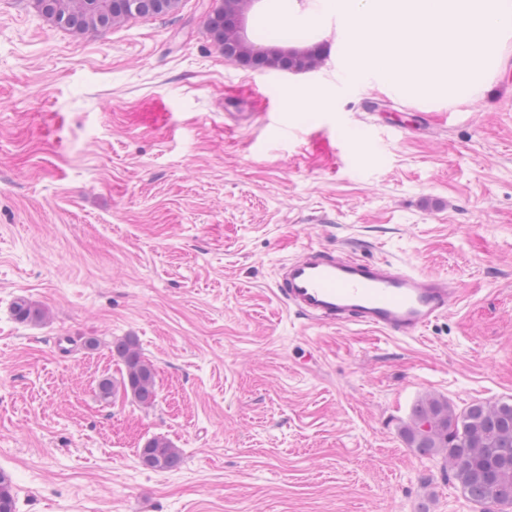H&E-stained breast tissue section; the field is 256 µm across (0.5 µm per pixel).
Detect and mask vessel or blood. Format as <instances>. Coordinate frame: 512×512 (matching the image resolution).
Listing matches in <instances>:
<instances>
[{
    "label": "vessel or blood",
    "instance_id": "1",
    "mask_svg": "<svg viewBox=\"0 0 512 512\" xmlns=\"http://www.w3.org/2000/svg\"><path fill=\"white\" fill-rule=\"evenodd\" d=\"M275 290L312 323L366 326L393 338L422 334L453 296L446 278L312 245L283 264Z\"/></svg>",
    "mask_w": 512,
    "mask_h": 512
}]
</instances>
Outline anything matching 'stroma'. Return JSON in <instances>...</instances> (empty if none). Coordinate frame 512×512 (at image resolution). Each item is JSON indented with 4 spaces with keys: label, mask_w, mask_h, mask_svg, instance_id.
Listing matches in <instances>:
<instances>
[{
    "label": "stroma",
    "mask_w": 512,
    "mask_h": 512,
    "mask_svg": "<svg viewBox=\"0 0 512 512\" xmlns=\"http://www.w3.org/2000/svg\"><path fill=\"white\" fill-rule=\"evenodd\" d=\"M180 0L76 35L0 0V473L16 512H479L402 428L435 396L512 398V49L449 107L337 76L334 22L249 0L225 59ZM315 93L326 104L293 110ZM314 244L446 277L420 336L310 323L273 293ZM24 298L37 323L14 319ZM135 337L157 399L109 400ZM163 437L183 460L144 469ZM227 2L226 8L234 11L237 15L241 14L240 4L242 0H225ZM224 5L215 9L207 19V25L213 33V37L217 45L222 46L224 57L236 61L238 63H245L248 66H265L268 59L283 60L291 59L296 62V65H302L301 68L311 70L320 66L323 62V56L315 52L312 47L303 49L288 48V53H281L286 49L276 48H257L248 45L245 36H241L239 31H242L243 24L240 19H237L239 31L230 26L224 25ZM277 51V52H275ZM276 55L277 57H273ZM282 55V56H281ZM296 66V67H297Z\"/></svg>",
    "instance_id": "stroma-1"
}]
</instances>
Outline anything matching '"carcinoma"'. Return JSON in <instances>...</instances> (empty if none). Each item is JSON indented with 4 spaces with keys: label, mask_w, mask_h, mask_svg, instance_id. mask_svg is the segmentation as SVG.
Masks as SVG:
<instances>
[{
    "label": "carcinoma",
    "mask_w": 512,
    "mask_h": 512,
    "mask_svg": "<svg viewBox=\"0 0 512 512\" xmlns=\"http://www.w3.org/2000/svg\"><path fill=\"white\" fill-rule=\"evenodd\" d=\"M137 8L126 0H42L41 14L54 24L78 35L101 33L135 15L158 16L173 10L177 0L161 8L156 0H138ZM207 19L215 42L224 57L248 66H263L272 56L291 59L311 70L320 66L323 56L313 48H290L281 53L273 48H254L240 32L224 25V10L241 13L242 0H225ZM14 316L20 322H37L44 317L41 308L21 298L14 303ZM124 366L121 379L110 377L98 384V396L112 398L118 389L142 406L156 402L153 365L144 357L139 343L127 338L115 346ZM403 437L412 448L429 455H440L444 465L467 496L482 505L512 508V401L478 402L457 410L448 401L426 397L414 408ZM141 466L151 471L177 468L181 453L172 442L154 437L138 451ZM16 503L9 478L0 473V512H15Z\"/></svg>",
    "instance_id": "cac0c4a2"
}]
</instances>
